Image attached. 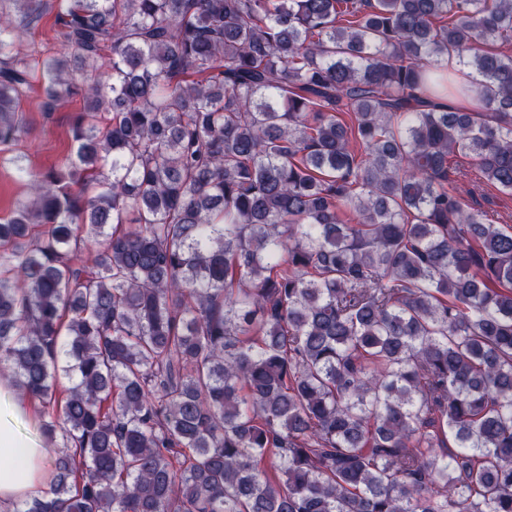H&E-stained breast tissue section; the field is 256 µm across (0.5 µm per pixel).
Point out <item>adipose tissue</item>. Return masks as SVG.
Listing matches in <instances>:
<instances>
[{
  "label": "adipose tissue",
  "instance_id": "ef3b65f1",
  "mask_svg": "<svg viewBox=\"0 0 512 512\" xmlns=\"http://www.w3.org/2000/svg\"><path fill=\"white\" fill-rule=\"evenodd\" d=\"M38 401L0 383V512L16 504L49 499L48 475L54 459L42 443L23 436L16 423L34 417Z\"/></svg>",
  "mask_w": 512,
  "mask_h": 512
}]
</instances>
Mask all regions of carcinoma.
Here are the masks:
<instances>
[{
	"label": "carcinoma",
	"instance_id": "1",
	"mask_svg": "<svg viewBox=\"0 0 512 512\" xmlns=\"http://www.w3.org/2000/svg\"><path fill=\"white\" fill-rule=\"evenodd\" d=\"M55 9L24 52L0 0V144L83 102L0 223V378L63 440L16 512H512V228L457 185L512 194V0ZM44 3L46 14L44 15L43 20L41 21L39 27L34 31L31 38L35 41V43L43 48L48 50H56L60 48L59 42L56 40L54 31H53V12H54V4L56 0H41Z\"/></svg>",
	"mask_w": 512,
	"mask_h": 512
}]
</instances>
